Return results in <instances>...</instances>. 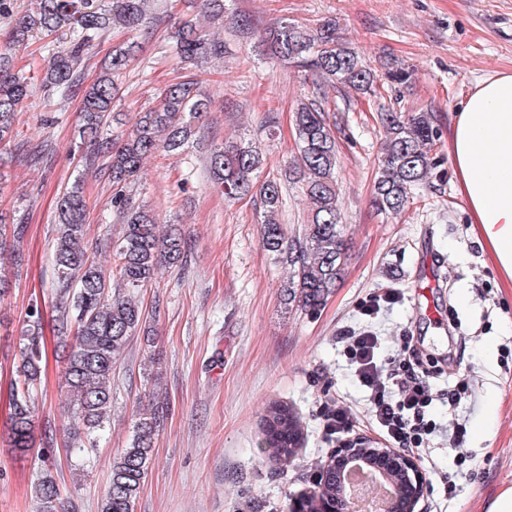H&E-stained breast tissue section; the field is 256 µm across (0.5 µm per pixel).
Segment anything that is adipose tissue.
<instances>
[{
    "label": "adipose tissue",
    "mask_w": 512,
    "mask_h": 512,
    "mask_svg": "<svg viewBox=\"0 0 512 512\" xmlns=\"http://www.w3.org/2000/svg\"><path fill=\"white\" fill-rule=\"evenodd\" d=\"M452 158L472 231L512 286V73L477 82L459 102Z\"/></svg>",
    "instance_id": "ef3b65f1"
}]
</instances>
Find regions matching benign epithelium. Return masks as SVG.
Masks as SVG:
<instances>
[{
  "mask_svg": "<svg viewBox=\"0 0 512 512\" xmlns=\"http://www.w3.org/2000/svg\"><path fill=\"white\" fill-rule=\"evenodd\" d=\"M375 458H389L392 467L403 476V484L406 493L403 497L397 496L396 483L389 470L375 463ZM365 465L371 468L375 474L391 488L389 501L393 505H404L405 512H413L417 500L421 497L425 480L421 470L414 460L392 448H375L371 442L365 439H356L336 450L335 466L336 478L342 480L346 473L355 466Z\"/></svg>",
  "mask_w": 512,
  "mask_h": 512,
  "instance_id": "1",
  "label": "benign epithelium"
}]
</instances>
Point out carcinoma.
<instances>
[{"label":"carcinoma","mask_w":512,"mask_h":512,"mask_svg":"<svg viewBox=\"0 0 512 512\" xmlns=\"http://www.w3.org/2000/svg\"><path fill=\"white\" fill-rule=\"evenodd\" d=\"M35 0L34 7L16 17L9 44L20 45L37 32L72 29L67 49L52 53L41 79L42 89L52 96L80 98L81 145L102 159L97 175L112 183V207L124 222L121 237L112 242L110 266L97 264L88 255L86 200L80 183H74L58 201V222L53 242L55 296L52 301V333L68 344L64 380L72 417L71 448L83 454L96 447L100 433L110 424L112 369L137 332L145 330L147 315L135 301V292L155 279L163 267L187 261L182 229L160 227L154 210L137 205L126 194L134 186L144 160L159 153L184 150L193 124L210 108L198 82L168 85L158 104L139 113L134 129L116 141L103 136L119 93L117 78L134 60L135 45L117 46L100 65L96 79L83 81L92 43L109 29L120 26L145 36L153 27L150 0ZM228 0H200L204 13L233 24L236 36L252 32L251 15L228 11ZM170 48L185 63L197 65L224 56L221 41L191 20L180 21L168 36ZM264 43L273 59L297 72L302 83L312 85L311 95L294 108L297 174L308 204L307 223L289 233L279 222L284 193L275 177L259 183L256 175L263 154L246 141L226 142L209 149L208 175L228 200L252 193L262 204L260 243L289 268L284 297L289 304L314 313L322 307L341 274L346 258L345 228L340 224L336 182V124L327 108L329 90L379 99L377 122L384 139L373 185L372 203L385 214L399 215L409 206L416 188L437 167L432 147L440 138L427 112L408 111L402 99L386 100L383 81L408 86L414 69L397 66L379 76L364 55L343 38L336 21L325 20L308 27L288 18L265 33ZM28 96L26 78L15 70L9 52H0V146L16 141L17 108ZM26 231L24 224H8L0 217V255L7 243L18 250ZM45 351L43 314L34 304L26 313V330L20 346L21 364L11 388L10 431L12 448L23 453L36 439L34 391L40 382ZM164 405L138 411L133 435L113 459L107 490L99 512H134L152 461L154 437ZM264 444L289 458L300 447L302 426L297 415L282 403L269 405L263 423ZM336 470L323 469L316 490L300 504V512H327L336 500ZM37 512H62L57 483L50 475L32 486Z\"/></svg>","instance_id":"obj_1"}]
</instances>
